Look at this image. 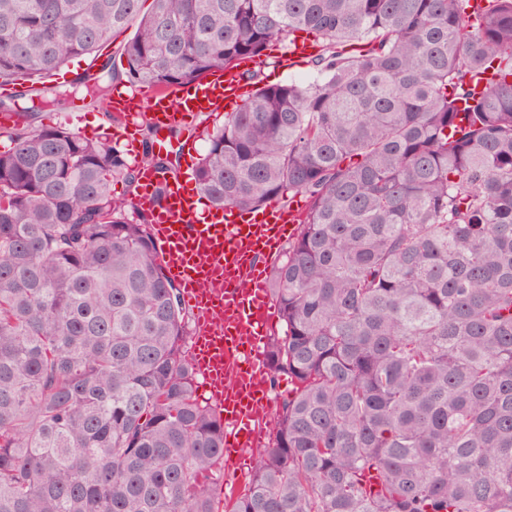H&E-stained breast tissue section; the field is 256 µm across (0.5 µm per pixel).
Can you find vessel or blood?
<instances>
[{"label":"vessel or blood","instance_id":"vessel-or-blood-1","mask_svg":"<svg viewBox=\"0 0 512 512\" xmlns=\"http://www.w3.org/2000/svg\"><path fill=\"white\" fill-rule=\"evenodd\" d=\"M243 87L240 68H216L183 86L111 93L105 109L115 118V136L131 143L139 119H148L159 151L167 153L185 149L187 142L169 141L168 131L196 139V117L238 104ZM162 180L152 166L140 165L136 205L151 215L158 260L196 316L192 364L224 417V465L230 469L241 450L261 443L269 413L266 339L273 321L263 259L295 234L299 211L273 203L244 218L220 207L205 222L198 217L199 193L192 182L168 175L160 196L156 187Z\"/></svg>","mask_w":512,"mask_h":512}]
</instances>
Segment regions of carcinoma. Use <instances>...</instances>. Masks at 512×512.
<instances>
[{
    "label": "carcinoma",
    "instance_id": "1",
    "mask_svg": "<svg viewBox=\"0 0 512 512\" xmlns=\"http://www.w3.org/2000/svg\"><path fill=\"white\" fill-rule=\"evenodd\" d=\"M0 0V84L32 83L136 26L57 94L175 86L251 59L207 134L213 206L306 199L273 263L292 393L232 504L224 423L195 395L177 288L137 167L107 138L32 127L0 152V512H512V0ZM319 48L300 81L266 51ZM143 163L173 164L152 149ZM137 219L129 218V212ZM286 48H282L279 45L271 47L270 51H266L269 53V58L267 60V64L263 69L265 73V83L276 84V83H286L290 80H296L311 71V66L309 63L303 62L300 67H296L291 70H284L280 67L278 56L279 52L283 51Z\"/></svg>",
    "mask_w": 512,
    "mask_h": 512
}]
</instances>
